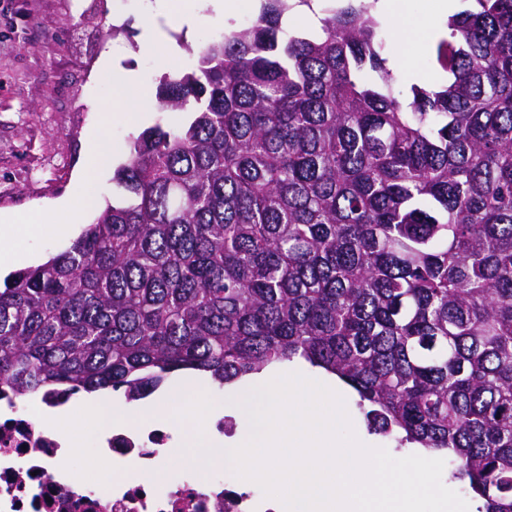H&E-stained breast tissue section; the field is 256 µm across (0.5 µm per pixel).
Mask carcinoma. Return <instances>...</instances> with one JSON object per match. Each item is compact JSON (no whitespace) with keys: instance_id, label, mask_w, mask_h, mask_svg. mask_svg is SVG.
Segmentation results:
<instances>
[{"instance_id":"carcinoma-1","label":"carcinoma","mask_w":512,"mask_h":512,"mask_svg":"<svg viewBox=\"0 0 512 512\" xmlns=\"http://www.w3.org/2000/svg\"><path fill=\"white\" fill-rule=\"evenodd\" d=\"M402 102L371 0H260L164 76L95 222L0 288V397L222 390L300 361L512 512V0ZM318 4L321 35L284 19Z\"/></svg>"}]
</instances>
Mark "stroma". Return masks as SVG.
<instances>
[{"label":"stroma","instance_id":"1","mask_svg":"<svg viewBox=\"0 0 512 512\" xmlns=\"http://www.w3.org/2000/svg\"><path fill=\"white\" fill-rule=\"evenodd\" d=\"M429 0H407L392 26L384 30L386 57L397 68L403 98L411 84L398 62L403 55L394 31L426 17ZM129 25L130 33H113ZM222 27L190 20L179 23L159 0H0V214L38 211V232L22 237L14 252H0L8 272L36 265L62 248L67 223L60 202L80 209V224L93 221L99 204L116 194L114 163L124 159L127 142L143 129L183 123L184 113L162 112L154 91L165 72L188 61L189 49L221 36ZM153 50H145V43ZM112 52L113 69L131 71L150 93L137 103V120L114 118L112 76L100 59ZM107 135L111 166L86 160L90 145ZM87 174L95 206L83 207L74 191L78 174Z\"/></svg>","mask_w":512,"mask_h":512}]
</instances>
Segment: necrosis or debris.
I'll list each match as a JSON object with an SVG mask.
<instances>
[{
	"mask_svg": "<svg viewBox=\"0 0 512 512\" xmlns=\"http://www.w3.org/2000/svg\"><path fill=\"white\" fill-rule=\"evenodd\" d=\"M165 427L115 430L100 439L99 454L123 462L116 478L97 486L66 471L68 437L41 428L17 402L0 405V512H251L238 483L204 482L185 475L166 485L152 474L169 449Z\"/></svg>",
	"mask_w": 512,
	"mask_h": 512,
	"instance_id": "4bbe7bcc",
	"label": "necrosis or debris"
}]
</instances>
